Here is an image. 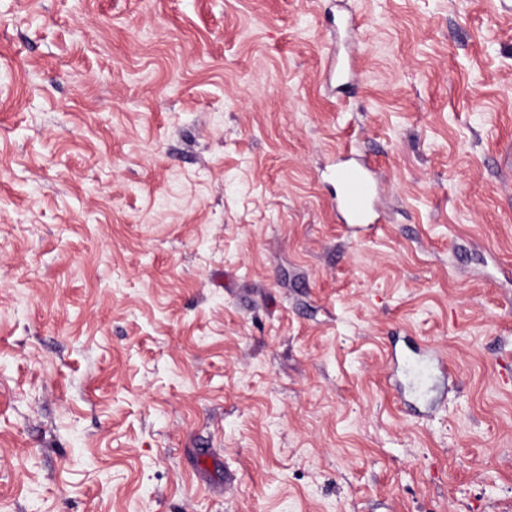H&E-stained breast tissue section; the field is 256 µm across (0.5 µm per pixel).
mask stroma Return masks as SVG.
<instances>
[{
  "label": "stroma",
  "mask_w": 512,
  "mask_h": 512,
  "mask_svg": "<svg viewBox=\"0 0 512 512\" xmlns=\"http://www.w3.org/2000/svg\"><path fill=\"white\" fill-rule=\"evenodd\" d=\"M507 148L512 0H0V512H512ZM349 159L344 157L336 163V210L343 212V222L348 229L374 227L378 224V220L372 218L374 198L380 190L374 169L366 162L345 164ZM411 351L416 354V355H428L432 358V360H434L436 362V365H437V368L440 372V376H441V379H442V382L444 384V388L441 390L440 392V397H436L434 399L431 400L432 402V406H436L438 404V402L443 398L445 392H446V388H445V383L448 382V378L450 376V373L448 372V361L447 359H444L443 357H441L437 352L436 350L433 348V347H430V346H420V345H417L415 344ZM431 359H428V358H414V359H409L405 362V372L409 373V367L410 365L414 364V363H421V362H426L427 364H429L433 369H434V364L432 362ZM430 402V403H431Z\"/></svg>",
  "instance_id": "obj_1"
}]
</instances>
